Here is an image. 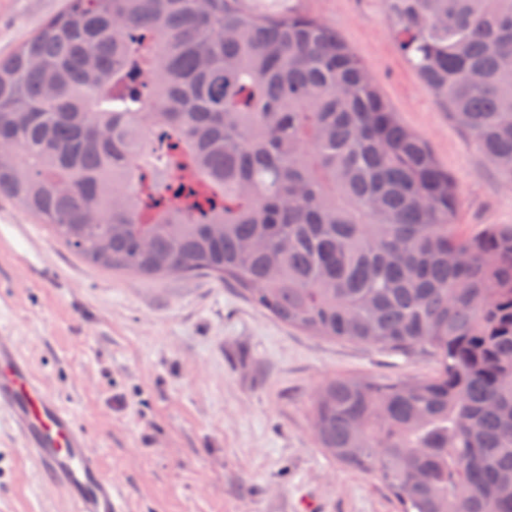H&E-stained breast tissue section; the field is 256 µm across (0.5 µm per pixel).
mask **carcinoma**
Masks as SVG:
<instances>
[{
    "label": "carcinoma",
    "instance_id": "cac0c4a2",
    "mask_svg": "<svg viewBox=\"0 0 512 512\" xmlns=\"http://www.w3.org/2000/svg\"><path fill=\"white\" fill-rule=\"evenodd\" d=\"M384 7L511 187L512 0ZM0 196L102 268L209 274L314 336L429 350L431 378L327 383L321 447L400 512H512V225L460 231L458 186L336 29L242 0H65L0 59Z\"/></svg>",
    "mask_w": 512,
    "mask_h": 512
}]
</instances>
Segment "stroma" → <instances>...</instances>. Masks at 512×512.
Wrapping results in <instances>:
<instances>
[{
    "mask_svg": "<svg viewBox=\"0 0 512 512\" xmlns=\"http://www.w3.org/2000/svg\"><path fill=\"white\" fill-rule=\"evenodd\" d=\"M64 0H0V58ZM336 28L401 122L461 194L466 232L512 225L501 184L399 53L383 0H244ZM0 321L45 387L85 426L126 512H399L375 474L321 448L313 425L331 380L430 377L422 351L310 336L210 276L146 279L78 257L0 198ZM0 424V512H68Z\"/></svg>",
    "mask_w": 512,
    "mask_h": 512,
    "instance_id": "35a3bbf8",
    "label": "stroma"
}]
</instances>
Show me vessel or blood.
I'll list each match as a JSON object with an SVG mask.
<instances>
[{
  "label": "vessel or blood",
  "mask_w": 512,
  "mask_h": 512,
  "mask_svg": "<svg viewBox=\"0 0 512 512\" xmlns=\"http://www.w3.org/2000/svg\"><path fill=\"white\" fill-rule=\"evenodd\" d=\"M0 418L5 419L42 482L61 489L73 512H124L89 434L72 412L45 390L21 354L9 326L0 323Z\"/></svg>",
  "instance_id": "1"
}]
</instances>
